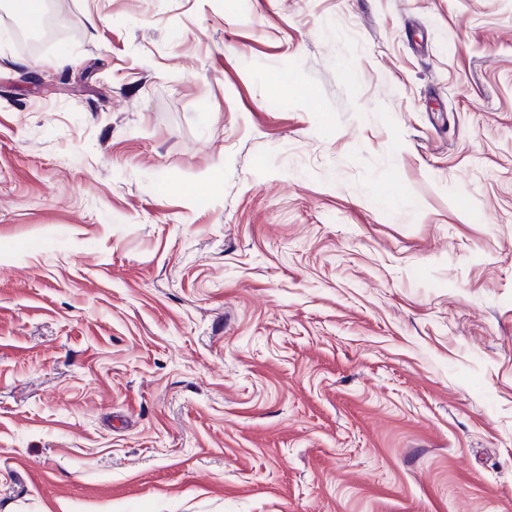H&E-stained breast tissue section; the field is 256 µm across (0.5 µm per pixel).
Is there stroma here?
I'll return each mask as SVG.
<instances>
[{
	"label": "stroma",
	"mask_w": 512,
	"mask_h": 512,
	"mask_svg": "<svg viewBox=\"0 0 512 512\" xmlns=\"http://www.w3.org/2000/svg\"><path fill=\"white\" fill-rule=\"evenodd\" d=\"M0 0V512H512V0Z\"/></svg>",
	"instance_id": "obj_1"
}]
</instances>
